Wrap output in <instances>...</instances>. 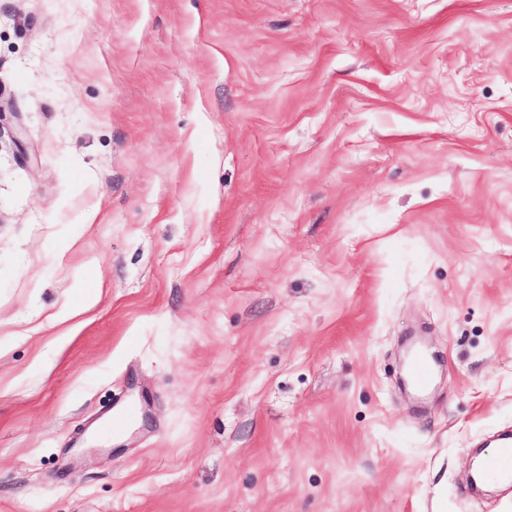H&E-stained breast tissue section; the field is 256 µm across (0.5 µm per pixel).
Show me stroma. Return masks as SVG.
Listing matches in <instances>:
<instances>
[{
  "label": "stroma",
  "instance_id": "obj_1",
  "mask_svg": "<svg viewBox=\"0 0 512 512\" xmlns=\"http://www.w3.org/2000/svg\"><path fill=\"white\" fill-rule=\"evenodd\" d=\"M504 429L512 0H0V512H512ZM411 379L419 391L427 390L432 381V368L425 356H417L410 364ZM498 461L487 479L507 483L512 482V437H502L497 441Z\"/></svg>",
  "mask_w": 512,
  "mask_h": 512
}]
</instances>
